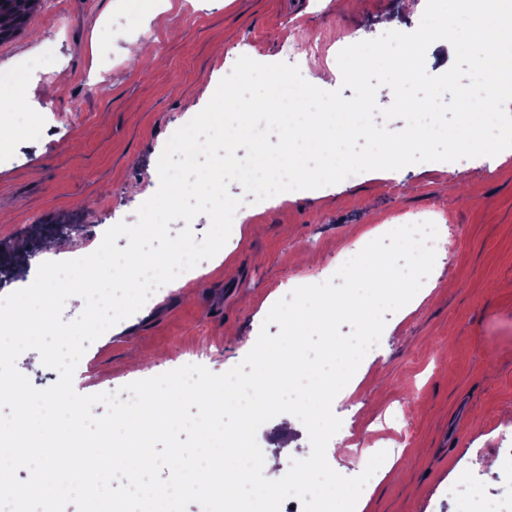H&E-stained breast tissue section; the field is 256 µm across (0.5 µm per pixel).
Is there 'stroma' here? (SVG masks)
Instances as JSON below:
<instances>
[{
	"label": "stroma",
	"mask_w": 512,
	"mask_h": 512,
	"mask_svg": "<svg viewBox=\"0 0 512 512\" xmlns=\"http://www.w3.org/2000/svg\"><path fill=\"white\" fill-rule=\"evenodd\" d=\"M397 17L410 32L420 15L404 0H39L24 32L0 42V86L20 101L25 135L0 161V241L23 245L27 229L76 215L84 224H134L140 192L158 176L159 149L203 106L239 51L257 62L288 59L303 45L302 76L330 72L358 36L382 35ZM47 49L37 72L17 67L32 42ZM239 236L223 260L180 275L156 301L91 343L74 375L81 394L115 392L140 378L199 359L215 374L242 362L271 304L310 272L364 236L372 225L446 215L462 227L447 256L404 308L387 315L378 345L338 394L342 446L329 465L359 475L377 449L399 461L368 482L363 512H467L473 495L512 494V161L478 157L426 162L390 177L360 173L293 192L276 207L255 201L238 182ZM277 453L266 478H282L311 444L295 416L281 414L257 432ZM361 446V456L350 453Z\"/></svg>",
	"instance_id": "stroma-1"
}]
</instances>
